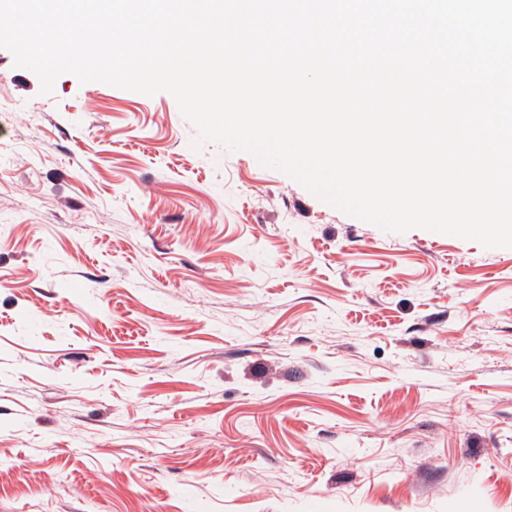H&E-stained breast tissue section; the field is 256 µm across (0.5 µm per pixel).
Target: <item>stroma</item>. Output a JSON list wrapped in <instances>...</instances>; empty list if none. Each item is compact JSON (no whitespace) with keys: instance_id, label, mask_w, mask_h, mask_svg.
I'll return each mask as SVG.
<instances>
[{"instance_id":"35a3bbf8","label":"stroma","mask_w":512,"mask_h":512,"mask_svg":"<svg viewBox=\"0 0 512 512\" xmlns=\"http://www.w3.org/2000/svg\"><path fill=\"white\" fill-rule=\"evenodd\" d=\"M0 512H512V249L0 48Z\"/></svg>"}]
</instances>
